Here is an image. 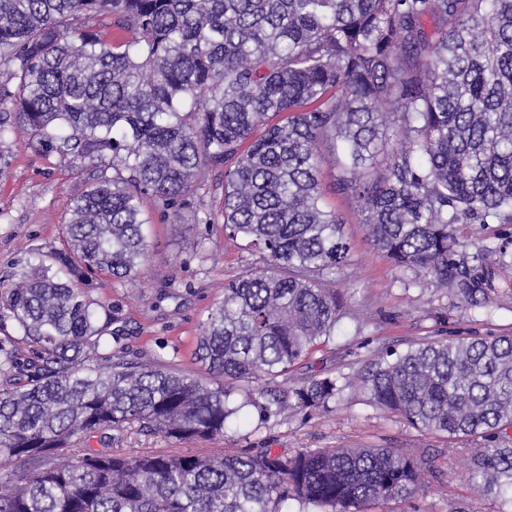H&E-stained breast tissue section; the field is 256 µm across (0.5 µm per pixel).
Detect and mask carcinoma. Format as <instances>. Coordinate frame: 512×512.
I'll return each instance as SVG.
<instances>
[{
    "label": "carcinoma",
    "mask_w": 512,
    "mask_h": 512,
    "mask_svg": "<svg viewBox=\"0 0 512 512\" xmlns=\"http://www.w3.org/2000/svg\"><path fill=\"white\" fill-rule=\"evenodd\" d=\"M4 103L0 156L19 125L95 173L65 247L0 292V325L33 347L24 359L0 344V462L18 465L0 476V512H395L441 476L445 451L431 448L130 456L111 431L220 438L240 382L273 417L336 409L348 376L278 382L341 318L326 284L352 246L328 189L364 203L367 238L394 267L468 306L512 283L499 248L470 253L456 230L512 224V0H0ZM213 168L224 234L262 265L199 322L192 355L210 383L121 355L124 330L91 289L148 262L145 198L211 223L193 205ZM356 381L409 427L476 444L469 489L506 512L512 334L385 349Z\"/></svg>",
    "instance_id": "cac0c4a2"
}]
</instances>
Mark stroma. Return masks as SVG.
<instances>
[{"instance_id":"35a3bbf8","label":"stroma","mask_w":512,"mask_h":512,"mask_svg":"<svg viewBox=\"0 0 512 512\" xmlns=\"http://www.w3.org/2000/svg\"><path fill=\"white\" fill-rule=\"evenodd\" d=\"M93 166L72 167L56 154L43 153L30 135L16 134L0 158V284L23 265L31 251L61 244L73 198L81 193ZM221 170H212L200 192L199 206L210 224H171L153 205L145 210L151 258L133 283L115 282L95 289L111 307L126 334L120 342L129 359L165 361L191 373L200 372L191 356V341L207 309L223 295L225 280L245 266H259L258 253L226 240L220 224L223 207ZM329 209L340 214L353 249L349 264L337 272L334 288L344 298L342 317L328 348L317 353L318 370L353 376L383 348L407 346L435 335L433 312L447 315V336L512 333V298L506 305L481 310L463 306L446 292L412 283L411 272L396 269L365 238L361 202L327 194ZM113 447L136 454L170 451L216 454L225 449L272 448L295 453L303 448L373 445L387 448L445 447L444 439L424 435L371 404L357 387L346 389L335 411L313 416L262 419L248 406L241 424L212 441L173 443L140 432L130 424L113 431ZM471 466L468 444L444 459L442 474L427 479V490L401 504V512H494L489 501L470 497L466 482Z\"/></svg>"}]
</instances>
